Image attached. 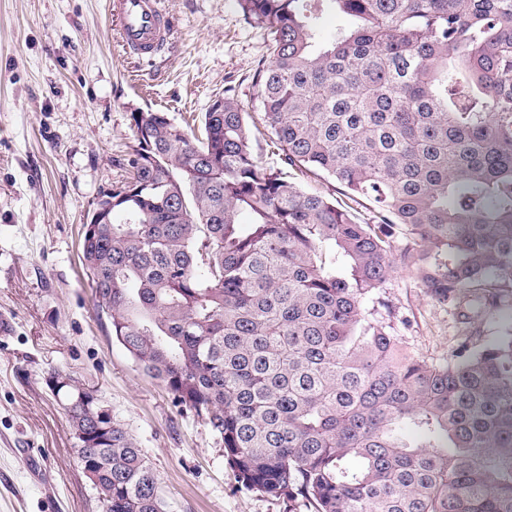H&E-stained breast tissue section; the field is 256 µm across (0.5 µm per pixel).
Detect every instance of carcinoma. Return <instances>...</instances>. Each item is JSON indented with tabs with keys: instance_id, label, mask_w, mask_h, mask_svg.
Segmentation results:
<instances>
[{
	"instance_id": "1",
	"label": "carcinoma",
	"mask_w": 512,
	"mask_h": 512,
	"mask_svg": "<svg viewBox=\"0 0 512 512\" xmlns=\"http://www.w3.org/2000/svg\"><path fill=\"white\" fill-rule=\"evenodd\" d=\"M237 3L270 35L255 85L280 163L376 220L263 166L234 95L198 134L132 112L128 178L82 240L112 337L241 488L315 512H512V328L434 364L365 308L398 269L467 319L512 298V0ZM329 7L357 27L322 39ZM45 382L104 512H164L97 390Z\"/></svg>"
}]
</instances>
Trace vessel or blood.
I'll list each match as a JSON object with an SVG mask.
<instances>
[{
    "mask_svg": "<svg viewBox=\"0 0 512 512\" xmlns=\"http://www.w3.org/2000/svg\"><path fill=\"white\" fill-rule=\"evenodd\" d=\"M122 42L139 61L154 63L169 45L173 23L159 0H111Z\"/></svg>",
    "mask_w": 512,
    "mask_h": 512,
    "instance_id": "vessel-or-blood-1",
    "label": "vessel or blood"
}]
</instances>
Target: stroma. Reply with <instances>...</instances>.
Returning a JSON list of instances; mask_svg holds the SVG:
<instances>
[{"instance_id": "obj_1", "label": "stroma", "mask_w": 512, "mask_h": 512, "mask_svg": "<svg viewBox=\"0 0 512 512\" xmlns=\"http://www.w3.org/2000/svg\"><path fill=\"white\" fill-rule=\"evenodd\" d=\"M108 2L0 0V512H102L45 384L57 368L136 438L165 512H313L238 487L208 429L112 338L80 259L92 203L126 175L131 112L180 123L228 92L259 118L267 34L236 0H164L172 44L148 67L119 43ZM374 296L373 321L434 363L512 326V305L468 323L403 270Z\"/></svg>"}]
</instances>
